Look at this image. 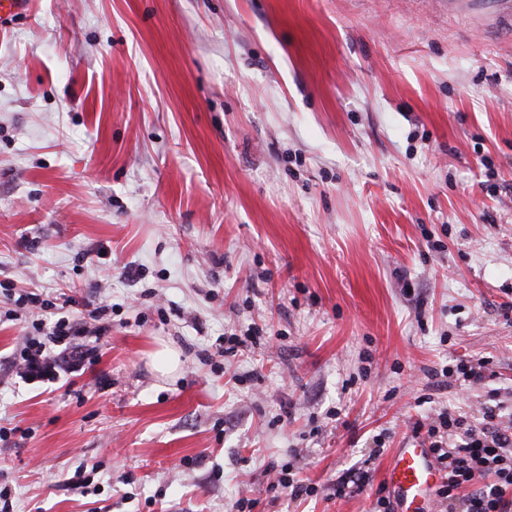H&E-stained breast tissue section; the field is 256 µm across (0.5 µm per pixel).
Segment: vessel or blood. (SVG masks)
Listing matches in <instances>:
<instances>
[{
  "label": "vessel or blood",
  "mask_w": 512,
  "mask_h": 512,
  "mask_svg": "<svg viewBox=\"0 0 512 512\" xmlns=\"http://www.w3.org/2000/svg\"><path fill=\"white\" fill-rule=\"evenodd\" d=\"M484 33L512 40V0H472ZM440 473L421 442L410 441L396 449L386 471V482L398 512H427Z\"/></svg>",
  "instance_id": "obj_1"
}]
</instances>
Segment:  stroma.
Instances as JSON below:
<instances>
[{"label":"stroma","mask_w":512,"mask_h":512,"mask_svg":"<svg viewBox=\"0 0 512 512\" xmlns=\"http://www.w3.org/2000/svg\"><path fill=\"white\" fill-rule=\"evenodd\" d=\"M26 291L108 305L81 371L9 369L43 334ZM253 327L268 343L225 354ZM501 403L512 48L436 0H32L0 24L14 512H372L410 419ZM284 464L316 494L267 492Z\"/></svg>","instance_id":"obj_1"}]
</instances>
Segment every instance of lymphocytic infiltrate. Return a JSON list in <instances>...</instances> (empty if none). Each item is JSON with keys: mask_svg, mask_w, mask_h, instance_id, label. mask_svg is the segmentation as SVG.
I'll list each match as a JSON object with an SVG mask.
<instances>
[{"mask_svg": "<svg viewBox=\"0 0 512 512\" xmlns=\"http://www.w3.org/2000/svg\"><path fill=\"white\" fill-rule=\"evenodd\" d=\"M105 306L88 320L59 317L44 340H26L15 356L16 373L27 380L53 378L61 368L82 369L88 357L84 340L100 334ZM413 433H425L444 479L436 491L446 502L460 501L461 512H512V413L488 412L482 425L466 416L438 413L430 422L414 421Z\"/></svg>", "mask_w": 512, "mask_h": 512, "instance_id": "f902f5d3", "label": "lymphocytic infiltrate"}]
</instances>
